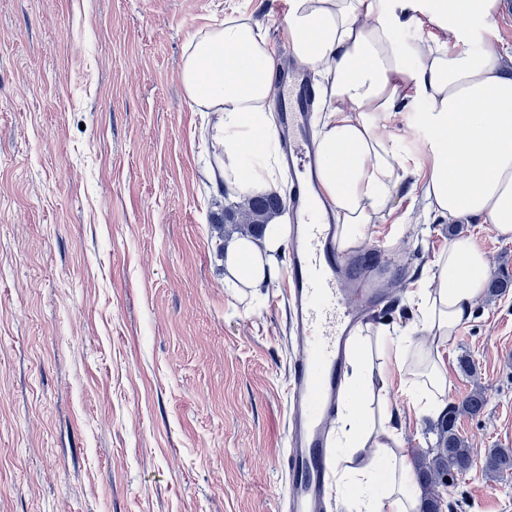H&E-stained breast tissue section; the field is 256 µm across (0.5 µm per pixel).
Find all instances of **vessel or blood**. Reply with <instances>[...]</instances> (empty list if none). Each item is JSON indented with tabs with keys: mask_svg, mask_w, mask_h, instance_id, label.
Returning a JSON list of instances; mask_svg holds the SVG:
<instances>
[{
	"mask_svg": "<svg viewBox=\"0 0 512 512\" xmlns=\"http://www.w3.org/2000/svg\"><path fill=\"white\" fill-rule=\"evenodd\" d=\"M278 149L293 181L288 194L290 261L283 295L295 355L286 383L288 421L282 462L286 512H328L336 465L332 444L351 338L390 294L374 245L345 249L333 211L319 194L321 159L312 133L317 90L307 69L280 74Z\"/></svg>",
	"mask_w": 512,
	"mask_h": 512,
	"instance_id": "obj_1",
	"label": "vessel or blood"
}]
</instances>
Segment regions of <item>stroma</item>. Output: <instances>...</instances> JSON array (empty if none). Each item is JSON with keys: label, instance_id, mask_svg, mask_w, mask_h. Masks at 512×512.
I'll use <instances>...</instances> for the list:
<instances>
[{"label": "stroma", "instance_id": "stroma-1", "mask_svg": "<svg viewBox=\"0 0 512 512\" xmlns=\"http://www.w3.org/2000/svg\"><path fill=\"white\" fill-rule=\"evenodd\" d=\"M287 8L0 0V512H276L289 254L258 291L226 288L220 249L241 229L214 218L237 197L209 177L211 115L191 107L180 67L201 28L240 16L288 67ZM421 190L406 180L365 232L389 251L394 289L358 335L417 320L408 292L448 246ZM461 232L491 276L512 275V238L481 221ZM442 357L448 401L487 397L457 421L475 463L443 496L452 512H512V474L483 471L489 450L512 448V291L481 295ZM386 371L412 460L433 446L432 420Z\"/></svg>", "mask_w": 512, "mask_h": 512}]
</instances>
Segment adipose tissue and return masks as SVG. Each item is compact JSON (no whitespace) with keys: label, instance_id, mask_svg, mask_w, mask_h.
Masks as SVG:
<instances>
[{"label":"adipose tissue","instance_id":"ef3b65f1","mask_svg":"<svg viewBox=\"0 0 512 512\" xmlns=\"http://www.w3.org/2000/svg\"><path fill=\"white\" fill-rule=\"evenodd\" d=\"M500 7V0H288L283 29L291 51L322 77L319 179L343 248L359 243L387 210L391 190L413 174L423 178L426 210L451 224L480 218L497 235L512 237V52L489 39L472 41L475 24L491 23ZM426 23L443 39L401 38L402 29ZM277 69L262 28L244 17L201 30L183 55L188 100L215 115L210 136L222 154L213 179L240 197L276 187L279 162L272 151L255 157L248 176H241L240 165L247 143L275 137ZM419 101L421 149L414 156L393 126ZM284 244L275 222L262 238L234 239L224 251L226 284L269 283ZM437 266L438 275L409 294L418 328L378 327L363 346V369L347 380L354 401L339 427L352 464L347 512L418 510L401 452L403 426L373 360H395L410 377L405 392L413 407L441 415L448 378L440 352L470 318L489 265L471 237L457 236Z\"/></svg>","mask_w":512,"mask_h":512}]
</instances>
